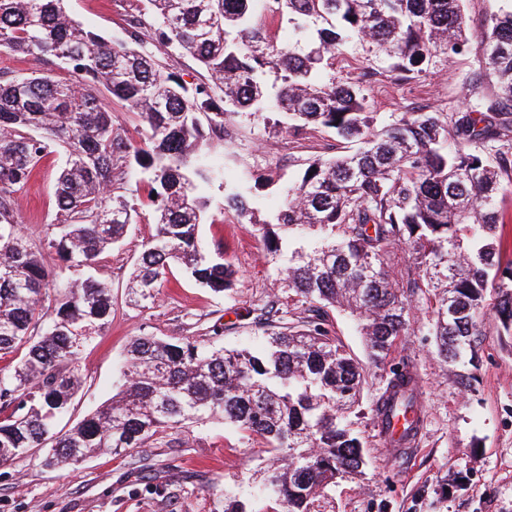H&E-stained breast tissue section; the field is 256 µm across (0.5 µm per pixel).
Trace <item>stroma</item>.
Instances as JSON below:
<instances>
[{
  "mask_svg": "<svg viewBox=\"0 0 512 512\" xmlns=\"http://www.w3.org/2000/svg\"><path fill=\"white\" fill-rule=\"evenodd\" d=\"M511 3L465 0L468 51L434 56L422 72L395 78L386 55L347 43L331 74L337 81L360 85L382 125L408 112L465 111L477 95L496 92L493 77L485 73L481 34ZM134 6L135 0L67 3L82 27L118 40L126 37L125 19ZM143 47L187 88L207 82L189 52L162 45L151 34ZM477 74L482 82L474 90L470 80ZM208 147L224 167V184L208 191L211 206L200 235L204 242L222 246L225 260L238 272L234 288L216 294L177 273L160 288L152 306L131 304L130 276L155 226L145 191L136 182L126 183L123 192L138 209L137 222L121 245L88 270L111 288L112 317L82 351V383L62 427L76 424L111 398L131 337L190 336L215 347H240L258 336L254 318L263 305L302 312L279 262L264 247L258 223L269 218L309 161L343 154L347 143L319 126L290 131L274 113L264 118L230 114L223 140L210 141ZM65 161L64 152L52 153L16 193L20 228L42 251L47 248L46 228L56 219L54 185ZM238 185L262 200L255 219L225 208V188ZM434 306L427 290L417 292L413 333L392 355L393 361L406 359L416 368L424 412L421 433L403 453H388L370 408L389 368L369 367L357 424L365 443L364 473L327 486L318 498L319 512H512V335L503 333L492 307H484L473 364L444 362L428 334ZM264 448L261 437L217 421L161 435L144 449L141 464L128 455L108 454L50 470L42 464L43 449L34 448L0 465V512H220L224 490L248 499L253 512H278V504L258 492L253 478L265 458ZM168 478L181 486L177 497L168 495Z\"/></svg>",
  "mask_w": 512,
  "mask_h": 512,
  "instance_id": "1",
  "label": "stroma"
}]
</instances>
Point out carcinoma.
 <instances>
[{
    "label": "carcinoma",
    "mask_w": 512,
    "mask_h": 512,
    "mask_svg": "<svg viewBox=\"0 0 512 512\" xmlns=\"http://www.w3.org/2000/svg\"><path fill=\"white\" fill-rule=\"evenodd\" d=\"M141 2L148 9L129 20L130 40L114 41L77 23L66 0H0V48L41 65L29 75L0 71V359L10 358L0 366V411L8 412L0 464L48 444L44 466L76 465L220 419L264 439L260 491L279 512H315L326 486L364 471L351 409L366 364L387 363L408 334L417 290L434 291L431 335L446 362L475 357L489 287L503 331L512 332V266L502 265L497 235L501 178L512 176V148L501 144L512 132V6L482 33L493 97L466 112L410 113L377 130L360 87L328 76L341 45L357 38L392 59L398 76L420 72L433 53L467 48L464 0H268L270 15L292 26V40L279 48L252 25L253 0ZM149 28L192 54L210 83L191 91L136 48ZM56 66L75 80H54ZM103 89L140 116L139 139L116 127ZM272 101L293 129L322 126L358 143L352 153L311 162L260 225L268 253L288 246V288L311 315L290 322L262 308L261 338L238 349L135 336L112 398L54 431L79 387L85 345L112 316V294L90 276L53 278L18 227L16 191L46 156L65 152L47 245L66 269L90 268L136 223L137 209L119 189L140 170L156 231L136 264L130 300L152 305L175 265L222 294L234 271L198 233L205 190L222 179L205 146L224 137V116L259 115ZM225 206L246 217L259 200L236 191ZM392 245L412 256L398 278L387 262ZM328 307L358 322L367 362L332 336ZM371 416L383 432L403 420L400 448L417 437L423 410L412 363L389 365ZM220 498L222 512H251L232 492Z\"/></svg>",
    "instance_id": "cac0c4a2"
}]
</instances>
